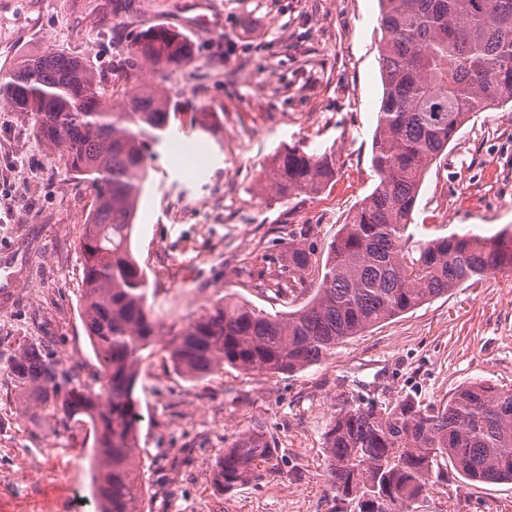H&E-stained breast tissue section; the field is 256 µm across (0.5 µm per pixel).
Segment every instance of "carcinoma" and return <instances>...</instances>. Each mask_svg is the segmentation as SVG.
Wrapping results in <instances>:
<instances>
[{"instance_id": "cac0c4a2", "label": "carcinoma", "mask_w": 512, "mask_h": 512, "mask_svg": "<svg viewBox=\"0 0 512 512\" xmlns=\"http://www.w3.org/2000/svg\"><path fill=\"white\" fill-rule=\"evenodd\" d=\"M384 92L373 137L379 182L330 242L315 296L286 316L224 298L179 328L164 329L148 304L145 269L131 238L151 145L173 106L157 86L120 98L83 58L28 55L0 68V104L33 122L40 143L91 188L82 224V319L98 363L95 385L74 382L55 353L24 336L8 371L31 422L47 414L90 425L93 495L100 512H142L141 421L134 391L158 337L174 369L196 381L224 370L293 373L336 345L465 282L512 272V228L417 240L413 213L424 176L478 112L512 102V0H379ZM193 44L157 25L137 36L132 63L178 70ZM331 149L290 146L268 180L281 197L333 184ZM313 250L288 242V268L304 274ZM329 492L353 512H407L448 464L475 482H512V389L473 382L447 402L403 399L379 409L337 397L324 433ZM278 449L245 432L214 466L224 492L279 471Z\"/></svg>"}]
</instances>
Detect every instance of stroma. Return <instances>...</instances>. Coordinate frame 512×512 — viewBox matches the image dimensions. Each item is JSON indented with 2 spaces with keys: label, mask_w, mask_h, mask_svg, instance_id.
<instances>
[{
  "label": "stroma",
  "mask_w": 512,
  "mask_h": 512,
  "mask_svg": "<svg viewBox=\"0 0 512 512\" xmlns=\"http://www.w3.org/2000/svg\"><path fill=\"white\" fill-rule=\"evenodd\" d=\"M377 0H0V65L63 50L115 88L153 82L175 108L154 146L132 250L148 302L182 325L221 297L272 314L300 309L316 272H289L293 235L325 260L341 224L378 182L372 139L383 86ZM157 24L193 43L176 71L130 65L128 48ZM212 124L200 132V122ZM298 145L336 153V181L293 202L266 188L274 154ZM92 195L0 107V512H96L88 427L19 414L4 372L20 336H53L65 367L89 384L97 361L80 312L77 237ZM512 225V106L475 114L428 171L412 230L427 240ZM483 381L512 388V275L491 274L345 339L295 373L232 368L199 381L163 351L143 364L139 456L143 512H351L327 490L323 435L337 395L390 406L449 400ZM262 428L277 475L220 493L215 462ZM410 512H512V483L449 471Z\"/></svg>",
  "instance_id": "1"
}]
</instances>
